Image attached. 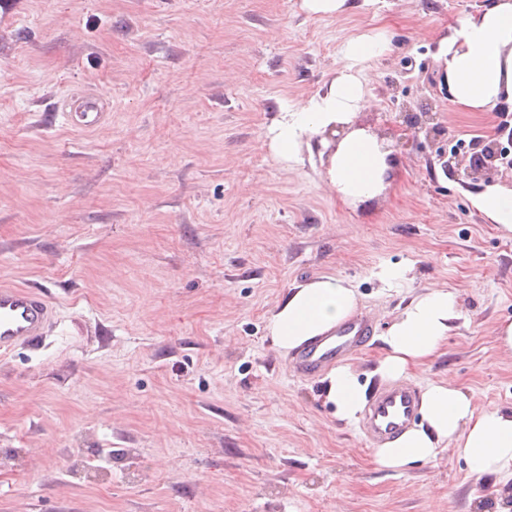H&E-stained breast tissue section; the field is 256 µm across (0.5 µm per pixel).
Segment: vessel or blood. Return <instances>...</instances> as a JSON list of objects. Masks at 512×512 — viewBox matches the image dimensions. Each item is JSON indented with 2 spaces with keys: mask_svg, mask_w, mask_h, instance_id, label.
<instances>
[{
  "mask_svg": "<svg viewBox=\"0 0 512 512\" xmlns=\"http://www.w3.org/2000/svg\"><path fill=\"white\" fill-rule=\"evenodd\" d=\"M63 107L68 121L91 129L97 126L107 102L86 93L66 100ZM55 319V307L43 292L0 284V356L23 345L41 344ZM373 329L368 317L351 316L296 354L293 361L296 373L312 376L331 363L355 355L370 341ZM418 416L417 390L407 384L393 385L375 393L362 416L360 429L379 448L412 427Z\"/></svg>",
  "mask_w": 512,
  "mask_h": 512,
  "instance_id": "b4317fda",
  "label": "vessel or blood"
}]
</instances>
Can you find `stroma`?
Here are the masks:
<instances>
[{
  "mask_svg": "<svg viewBox=\"0 0 512 512\" xmlns=\"http://www.w3.org/2000/svg\"><path fill=\"white\" fill-rule=\"evenodd\" d=\"M489 0H0V284L44 291L58 322L0 358V512H512L495 477L453 445L382 468L357 424L294 373L270 316L290 288L333 274L374 335L347 365L374 394L381 340L415 296L457 294L444 346L403 383L445 382L512 409V234L474 207L478 180L444 169L407 114L433 102L474 154L507 142L512 105L462 112L440 41ZM383 26L357 125L390 141L391 187L342 202L318 142L286 163L268 132L324 91L340 49ZM107 98L94 130L58 102ZM409 281L386 288L387 266Z\"/></svg>",
  "mask_w": 512,
  "mask_h": 512,
  "instance_id": "obj_1",
  "label": "stroma"
}]
</instances>
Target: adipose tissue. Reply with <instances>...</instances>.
<instances>
[{
  "label": "adipose tissue",
  "instance_id": "obj_1",
  "mask_svg": "<svg viewBox=\"0 0 512 512\" xmlns=\"http://www.w3.org/2000/svg\"><path fill=\"white\" fill-rule=\"evenodd\" d=\"M391 40L377 29L348 41L343 69L326 92L286 109L270 130L276 157L297 160L303 143L318 140L327 152L326 180L346 204L356 206L382 196L391 186L388 141L354 123L367 102L361 72L366 62L386 55ZM450 101L483 111L512 104V0H490L460 21L440 43ZM473 203L491 222L512 233V188L487 186ZM357 295L345 280L325 274L292 288L268 323L275 346L289 351L308 344L343 321ZM461 316L455 293L432 288L412 299L382 340L386 354L378 372L396 380L425 364L446 341ZM325 400L341 419L356 421L366 403V387L352 368L340 365L325 376ZM421 423L375 452L379 465L402 468L433 460L442 443L455 444L470 471L479 476H512V411L476 409L471 396L444 382L429 383L420 401Z\"/></svg>",
  "mask_w": 512,
  "mask_h": 512
}]
</instances>
